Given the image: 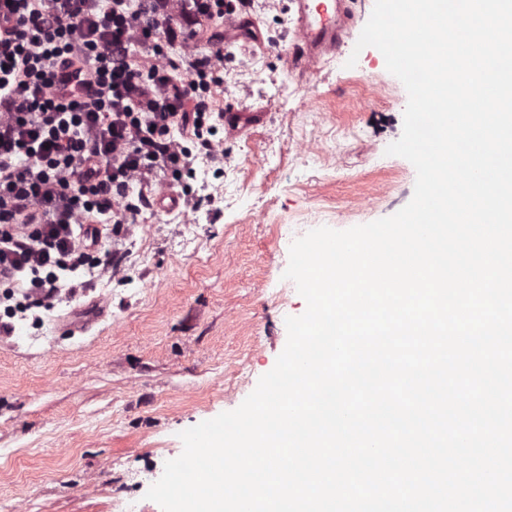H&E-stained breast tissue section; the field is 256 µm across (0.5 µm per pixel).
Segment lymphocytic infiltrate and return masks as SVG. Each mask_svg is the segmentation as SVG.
<instances>
[{
    "instance_id": "lymphocytic-infiltrate-1",
    "label": "lymphocytic infiltrate",
    "mask_w": 512,
    "mask_h": 512,
    "mask_svg": "<svg viewBox=\"0 0 512 512\" xmlns=\"http://www.w3.org/2000/svg\"><path fill=\"white\" fill-rule=\"evenodd\" d=\"M255 0H0V299L49 307L63 272L119 271L131 224L224 157V17ZM206 42L207 51L196 48ZM78 78L84 89L60 97Z\"/></svg>"
}]
</instances>
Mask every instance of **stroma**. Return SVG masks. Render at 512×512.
I'll use <instances>...</instances> for the list:
<instances>
[{
	"label": "stroma",
	"instance_id": "1",
	"mask_svg": "<svg viewBox=\"0 0 512 512\" xmlns=\"http://www.w3.org/2000/svg\"><path fill=\"white\" fill-rule=\"evenodd\" d=\"M289 2L258 0L267 48L246 67L224 61L238 94L221 105L264 121L225 136L223 175L196 163L208 203L143 215L120 273L0 334V512H161L145 494L181 455L180 432L238 408L283 351L286 318L306 309L298 291L279 298L297 225L345 230L411 200L414 166L385 153L403 131L404 85L374 47L292 73ZM307 141L321 153L301 152ZM91 305L105 308L92 326L58 332Z\"/></svg>",
	"mask_w": 512,
	"mask_h": 512
}]
</instances>
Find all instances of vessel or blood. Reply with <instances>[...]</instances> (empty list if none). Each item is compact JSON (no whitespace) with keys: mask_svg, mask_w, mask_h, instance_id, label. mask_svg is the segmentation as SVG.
<instances>
[{"mask_svg":"<svg viewBox=\"0 0 512 512\" xmlns=\"http://www.w3.org/2000/svg\"><path fill=\"white\" fill-rule=\"evenodd\" d=\"M293 2L297 18L286 61L291 69L308 74L323 55L340 47L349 30L350 17L343 7L344 0ZM262 118L259 112H228L224 115V128L233 136L257 126Z\"/></svg>","mask_w":512,"mask_h":512,"instance_id":"vessel-or-blood-1","label":"vessel or blood"}]
</instances>
